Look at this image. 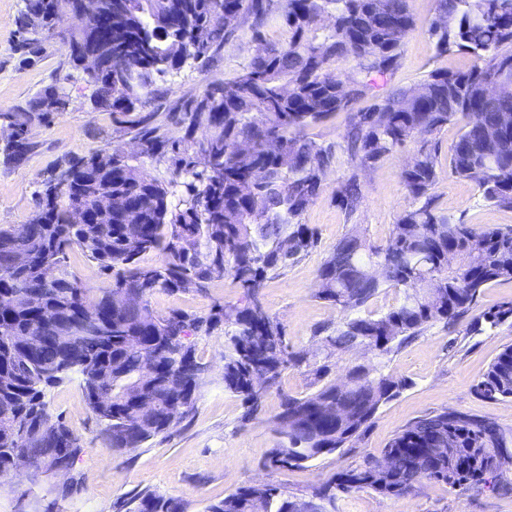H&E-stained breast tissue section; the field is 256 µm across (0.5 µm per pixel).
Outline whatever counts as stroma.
<instances>
[{
	"label": "stroma",
	"mask_w": 512,
	"mask_h": 512,
	"mask_svg": "<svg viewBox=\"0 0 512 512\" xmlns=\"http://www.w3.org/2000/svg\"><path fill=\"white\" fill-rule=\"evenodd\" d=\"M25 0H0V112H12L41 90L57 86L69 99L66 111L53 115L48 124L34 126L30 138L33 153L23 164L0 157V225L21 224L31 215L52 170L70 156L99 151L133 152L135 141L127 130L112 122L110 112L97 109L93 85L83 70L74 68L59 36L46 40L32 61H23L18 48V19ZM415 26L401 46L398 68L374 81L368 94L353 102L351 110L369 108L392 91L409 88L431 72L466 71L475 57L463 50L439 53L429 26L436 15V0H408ZM255 50L249 23H242L223 48L206 57L188 60L180 69L153 76L142 97V111L152 112L165 136L182 140L185 129L167 115L201 95L213 82L235 77ZM460 133L451 123L435 133L442 164L433 195L437 212L477 227H512V210L485 202L471 183L455 178L447 164L448 150ZM420 139H412L360 170L364 201L354 214H346L336 200V188L347 178V161L332 165L322 179L317 198L301 216L318 236L316 247L288 268L269 276L261 290L268 312L284 326L290 350H306L311 365L286 369L277 389L268 392L257 419L243 421L244 405L224 389V331L194 339L195 353L203 364L204 383L193 416L140 448L117 452L106 448L100 427L90 412L78 379L64 381L48 396L49 411L59 416L78 435L82 452L73 477L80 492L63 496L68 479L59 475L33 482L22 469L0 477V512H41L55 504L58 512H116V504L128 494L151 489L182 501L183 512H205L206 506L244 485L271 484L287 491L291 500H308L317 488L337 472L363 465L382 450L405 425L443 410H458L495 421L512 434V399L485 400L475 384L506 348L512 347V322L497 327L471 329L473 317L512 300V280L498 281L480 293L469 316L454 326L437 323L390 353L379 356L362 348L326 355L320 326H335L343 314L317 297V270L336 242L353 228L365 229L376 244L385 243L397 218L413 200L400 181ZM242 291L232 278L212 282L204 291L155 293L150 304L161 314L179 309L206 315L218 305L239 302ZM327 365L326 380L345 383L358 365L378 371L407 386L383 403L368 428L352 445L284 469L264 464L268 449L280 440L271 419L280 410L282 394L303 397L321 387L313 368ZM328 512H512V491L488 488L450 489L423 479L399 497L379 495L370 489L337 493Z\"/></svg>",
	"instance_id": "35a3bbf8"
}]
</instances>
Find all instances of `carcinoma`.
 <instances>
[{
  "label": "carcinoma",
  "instance_id": "1",
  "mask_svg": "<svg viewBox=\"0 0 512 512\" xmlns=\"http://www.w3.org/2000/svg\"><path fill=\"white\" fill-rule=\"evenodd\" d=\"M73 0H26L19 18V48L35 54L54 37L58 16ZM279 13L288 27L285 44L266 41L263 28ZM331 15L329 27L319 24ZM244 20L251 22L256 54L229 81L209 85L201 98L169 118L185 125L181 141H169L153 124L154 114L136 111L151 74L177 70L192 57L218 50ZM408 0H123L112 20V40L91 33L61 36L73 63L74 45L108 48L128 56L126 70L91 77L98 108L134 133L141 157L170 156L173 174L184 183L185 208H170L168 189L119 151L71 157L49 180L23 224L0 225V471L22 454L36 462L81 453L78 437L53 418L47 391L72 374L90 412L114 451L140 448L188 419L202 384L201 365L188 337L209 335L223 323L224 389L240 396L250 421L265 395L288 367L310 364L307 351L290 352L283 325L265 309L260 292L269 274L309 253L316 232L300 222L318 196L319 168L347 153L365 169L414 137H425L414 166L400 178L414 201L393 225L383 245L371 243L356 227L345 234L318 269L317 297L344 318L324 337L328 353L363 346L379 355L402 345L435 323L453 324L476 304L482 289L512 279V227L475 229L439 214L432 190L439 180L438 150L426 137L452 122L462 123L450 146V168L473 184L485 201L512 210V92L485 96L493 82L512 85V0H437L430 24L437 50L466 49L479 63L459 73L435 71L417 86L396 90L348 118L343 143L323 144L305 130L347 110L369 83L353 88L326 73L340 58L357 61L359 72L384 77L399 64V49L413 29ZM49 86L14 112H1L12 129L4 159L19 164L32 151L29 129L66 110ZM248 141L244 151L236 143ZM209 151L211 172L193 164ZM112 197L100 212L96 198ZM339 204L353 213L362 202L357 174L336 190ZM136 207L140 234L127 239L129 206ZM85 209L93 223L71 224L69 214ZM78 247L112 272V287L93 295L66 265ZM27 261L18 266L16 254ZM150 252L155 265H142ZM380 273L368 271L370 266ZM226 276L241 288L244 304L218 306L206 317L179 310L160 315L148 298L208 285ZM420 293H412L413 286ZM404 290L403 301L374 317L361 311L384 287ZM88 315L102 323V336L79 327ZM492 326L512 320V301L483 313ZM264 376L256 389L254 376ZM350 383H329L308 397H282L273 423L283 441L269 449L266 465L288 468L344 448L359 437L380 406L405 386L402 381L357 366ZM489 400L512 398V347L505 349L475 385ZM448 444V453L432 449ZM381 461L333 475L295 509L274 485L242 486L207 505L205 512H325L336 492L371 489L398 497L422 478L453 489L507 490L503 469L512 465V437L497 424L474 415L457 420L446 410L408 423L383 450ZM117 512H183L182 504L149 489L132 493Z\"/></svg>",
  "mask_w": 512,
  "mask_h": 512
}]
</instances>
